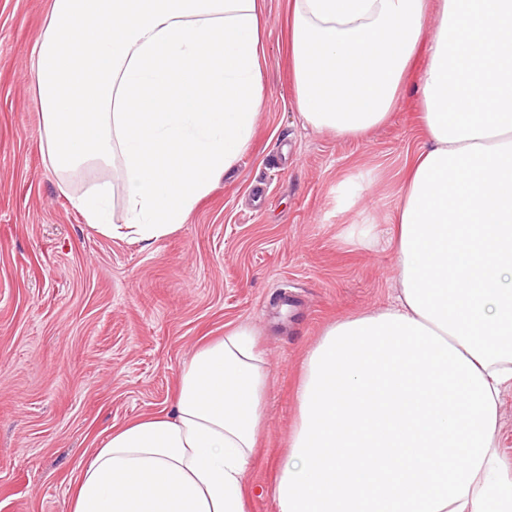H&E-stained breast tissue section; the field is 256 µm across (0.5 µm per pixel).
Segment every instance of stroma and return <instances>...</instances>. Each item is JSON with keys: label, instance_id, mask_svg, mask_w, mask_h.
Masks as SVG:
<instances>
[{"label": "stroma", "instance_id": "35a3bbf8", "mask_svg": "<svg viewBox=\"0 0 512 512\" xmlns=\"http://www.w3.org/2000/svg\"><path fill=\"white\" fill-rule=\"evenodd\" d=\"M51 0H0V512H66L86 452L113 426L170 411L179 371L225 325L266 352L265 430L250 512L270 489L296 417L301 366L322 330L396 294L385 236L426 142L417 58L383 125L359 138L303 127L288 56L290 0H264L268 59L249 151L189 220L150 246L89 227L72 196L112 168L60 178L39 144L31 49Z\"/></svg>", "mask_w": 512, "mask_h": 512}]
</instances>
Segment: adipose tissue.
Wrapping results in <instances>:
<instances>
[{
	"mask_svg": "<svg viewBox=\"0 0 512 512\" xmlns=\"http://www.w3.org/2000/svg\"><path fill=\"white\" fill-rule=\"evenodd\" d=\"M433 36H426L428 23ZM260 0H53L31 54L40 147L100 234L152 244L249 150L262 106ZM305 124L360 137L418 55L426 144L389 234L398 293L306 357L271 492L277 512H512L497 436L512 389V0H291ZM269 373L245 324L199 347L170 412L113 427L67 512H249Z\"/></svg>",
	"mask_w": 512,
	"mask_h": 512,
	"instance_id": "ef3b65f1",
	"label": "adipose tissue"
}]
</instances>
